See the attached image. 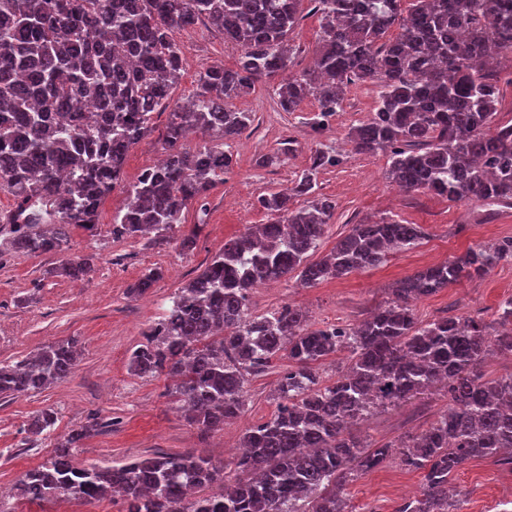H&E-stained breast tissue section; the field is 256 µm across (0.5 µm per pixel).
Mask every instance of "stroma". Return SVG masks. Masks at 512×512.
<instances>
[{"label": "stroma", "mask_w": 512, "mask_h": 512, "mask_svg": "<svg viewBox=\"0 0 512 512\" xmlns=\"http://www.w3.org/2000/svg\"><path fill=\"white\" fill-rule=\"evenodd\" d=\"M302 20L291 35L293 53L288 74L308 69L318 48L320 19L310 0L300 7ZM172 38L184 58V68L173 85L166 106L153 117V132L132 147L124 166V186L100 204L96 232L74 229L71 255L92 256L91 272L79 280L48 276L59 263L56 254L0 255V363H10L36 352L43 345L78 338L81 355L73 373L63 382L39 392L0 399V512H122L121 501L86 502L62 498L52 503L30 502L12 496L11 489L27 470L52 451L57 435L84 425L98 414V433L76 448L79 466H110L151 454L204 450L213 460L232 464L234 446L243 430L269 417L277 408V385L288 366L287 356L274 360L264 374L247 386L244 415L207 434L191 425L171 394L166 375L138 377L131 373L132 352L145 342V333L169 308L173 297L224 246L250 224H263L268 216L258 197L293 186L311 164L315 150L339 154L338 166L321 170L318 191L336 204L335 216L318 249L328 253L352 224L360 220L394 219L420 225L426 236L415 247L389 256L382 266L356 271L314 288H302L288 274L254 293L253 314L261 315L284 304L306 310L313 326L356 324L387 298L392 283L424 266L453 259L469 249L512 236V209L484 224L475 223L472 205L452 202L431 193H406L384 176V156L356 153L347 139L351 127L375 107L379 86L371 82L350 85L342 108L320 132L309 124L316 110L306 100L298 111L277 106L273 85L256 84L234 101L237 110L252 115L250 129L232 146L234 166L222 183L211 188L204 201H192L182 215L181 231L203 223L195 247L182 252L178 245H149L145 241L113 239L112 216L125 202V186L162 155V132L169 114L199 88L201 74L220 63L231 68L241 53L222 32L205 25L174 31ZM291 151L277 155L283 140ZM160 277L146 299H132L127 290L148 271ZM512 296V262L495 266L485 277L461 279L415 304L420 320L445 316L491 318L499 302ZM448 407L445 391L413 399L374 413L357 429L361 438L376 444H396L407 435L426 429ZM55 412L53 435L34 436L28 424L37 413ZM422 475L401 468L390 455L374 471L357 476L344 490L349 512L375 507L395 512L403 499L420 490ZM461 512H499L501 502L512 500V469L494 459L472 461L452 475Z\"/></svg>", "instance_id": "obj_1"}]
</instances>
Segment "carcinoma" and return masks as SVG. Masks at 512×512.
I'll list each match as a JSON object with an SVG mask.
<instances>
[{
	"label": "carcinoma",
	"instance_id": "1",
	"mask_svg": "<svg viewBox=\"0 0 512 512\" xmlns=\"http://www.w3.org/2000/svg\"><path fill=\"white\" fill-rule=\"evenodd\" d=\"M300 2L0 0V187L16 199L6 246L64 254L71 229L96 230L98 207L121 184L128 151L152 132V115L183 69L170 33L203 22L239 46V62L207 69L200 90L169 113L164 159L128 187V202L112 219L114 239L174 240L188 203L231 170L225 146L251 125V113L237 111L233 100L286 70ZM310 2L321 21L315 64L278 83L281 110L315 100L311 126L321 131L341 109L348 84L376 81L378 104L348 139L360 154L387 158L389 183L482 209L512 208V124L496 121L500 66L490 64L494 55L512 59V0ZM88 102L96 113L82 111ZM197 131L213 144L181 150ZM339 162L338 154L317 150L293 187L258 198L271 219L224 242L131 354L137 376L174 382L189 422L204 434L241 418L248 377L288 355L277 409L245 429L234 468L197 451L78 467L73 448L93 423L56 440L53 453L20 477L18 496L95 501L117 491L125 512H344L345 486L392 448L368 443L353 428L438 384L448 390V409L398 445L401 464L421 472L422 485L395 512H452L450 478L474 460L512 469V375L487 379L481 372L494 351L512 353V296L489 323L467 316L423 322L413 308L421 297L512 262V237L403 277L356 325L314 328L290 304L251 312L247 294L259 281L295 272L302 287L314 288L378 268L424 237L418 224L363 221L311 259L336 208L316 193L315 174ZM301 196L306 204L294 206ZM90 261L66 257L49 274L78 279ZM158 278L143 275L128 294L143 296ZM345 350L347 369L324 380L322 362ZM78 356L72 338L0 364V398L64 381ZM55 424L46 410L29 428L39 436Z\"/></svg>",
	"mask_w": 512,
	"mask_h": 512
}]
</instances>
